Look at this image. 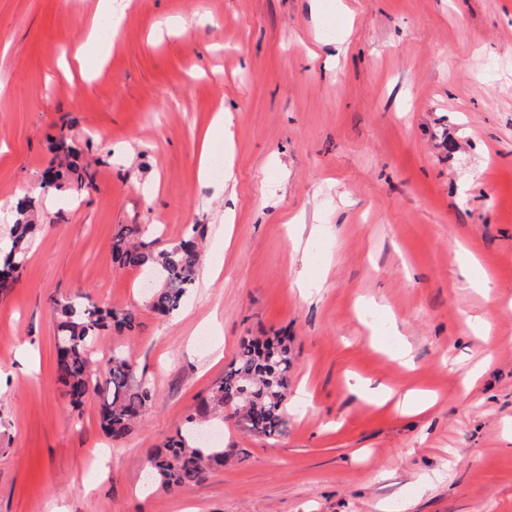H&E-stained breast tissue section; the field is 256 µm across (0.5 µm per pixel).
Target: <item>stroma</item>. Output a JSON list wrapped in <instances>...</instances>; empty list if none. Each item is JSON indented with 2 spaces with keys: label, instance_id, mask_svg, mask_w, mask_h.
<instances>
[{
  "label": "stroma",
  "instance_id": "stroma-1",
  "mask_svg": "<svg viewBox=\"0 0 512 512\" xmlns=\"http://www.w3.org/2000/svg\"><path fill=\"white\" fill-rule=\"evenodd\" d=\"M96 8L0 0V232L23 199L41 224L0 294V512H512V0H134L87 74L74 55ZM220 108L227 182L198 173ZM62 136L96 188L59 208L42 184ZM122 224L162 247L207 229L168 318L143 269L112 261ZM471 264L495 303L469 288ZM75 295L136 314L97 344L153 388L121 441L97 396L76 411L62 396L50 300ZM483 312L487 342L470 321ZM277 333L291 391L310 393L286 433L226 420L223 469L146 486L149 450L241 340ZM350 374L437 402L403 416L352 393Z\"/></svg>",
  "mask_w": 512,
  "mask_h": 512
}]
</instances>
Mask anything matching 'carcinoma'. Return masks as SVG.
<instances>
[{
	"mask_svg": "<svg viewBox=\"0 0 512 512\" xmlns=\"http://www.w3.org/2000/svg\"><path fill=\"white\" fill-rule=\"evenodd\" d=\"M58 169L45 172L44 181L55 189L66 188L82 194L94 186L95 173L80 158V152L57 142ZM25 220L12 225L9 249H0V291L13 286L23 270L27 252L38 225L25 205L19 206ZM205 234L201 224L179 243L165 249L155 247L139 224L124 225L112 237V259L120 267L150 268L162 280L161 287L149 294L150 308L167 317L176 311L187 290L193 285L202 261L199 238ZM56 315L55 338L66 340L55 348L56 371L63 386V396L78 408L90 395L102 398L99 418L104 432L113 440L129 435L152 398V390L137 380L135 367L126 358L112 355L108 379L100 381L95 360L96 340L113 326L118 330L134 327L135 314L129 310L101 308L80 297L52 299ZM295 356L287 336H248L224 371V377L200 398L195 411L186 415L176 436L154 448L147 456L151 472L168 490H178L206 481L213 471L224 467L222 448L195 445V432L208 415L233 418L250 434L266 439L283 435L288 426L290 372Z\"/></svg>",
	"mask_w": 512,
	"mask_h": 512,
	"instance_id": "carcinoma-1",
	"label": "carcinoma"
}]
</instances>
